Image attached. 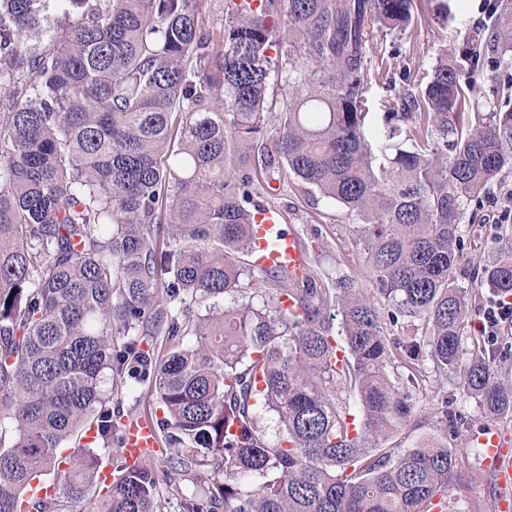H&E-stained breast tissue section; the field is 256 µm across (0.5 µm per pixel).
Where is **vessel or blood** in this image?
<instances>
[{"instance_id": "obj_1", "label": "vessel or blood", "mask_w": 512, "mask_h": 512, "mask_svg": "<svg viewBox=\"0 0 512 512\" xmlns=\"http://www.w3.org/2000/svg\"><path fill=\"white\" fill-rule=\"evenodd\" d=\"M282 219L283 213L277 207H257L254 215L255 252L252 257L255 266L269 267L282 263L294 268L304 266L306 258L294 236L282 237L273 247L268 244L269 235L281 224ZM480 443L487 450L486 462L500 490L498 508L500 512H512V439L503 435L500 429L491 427L481 435ZM160 445L156 425L135 420L129 425L122 448L128 462L137 463Z\"/></svg>"}]
</instances>
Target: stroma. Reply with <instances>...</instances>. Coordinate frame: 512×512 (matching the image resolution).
<instances>
[{
  "label": "stroma",
  "instance_id": "obj_1",
  "mask_svg": "<svg viewBox=\"0 0 512 512\" xmlns=\"http://www.w3.org/2000/svg\"><path fill=\"white\" fill-rule=\"evenodd\" d=\"M414 21L404 32L374 27L368 33L366 56L371 79L367 95L372 103V126H383L387 100L418 91L428 79L442 50H455L464 33L482 27L487 16L484 0H414ZM271 192L258 195V202L276 205L284 214L283 229L297 238L308 259V271L331 279L339 273L360 274L363 254L352 233L353 221L337 202L320 195L292 178L273 180ZM497 206H484L480 220H465V248L455 277L472 296L470 316L479 319L490 297L478 273L484 263L512 249V223L498 225L501 206L512 205V173L494 186ZM464 411L468 426L452 445L457 450V473L452 494L468 512H497L498 488L493 474L474 448L490 424L512 433V418L490 421L475 401Z\"/></svg>",
  "mask_w": 512,
  "mask_h": 512
}]
</instances>
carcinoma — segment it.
Instances as JSON below:
<instances>
[{"instance_id":"1","label":"carcinoma","mask_w":512,"mask_h":512,"mask_svg":"<svg viewBox=\"0 0 512 512\" xmlns=\"http://www.w3.org/2000/svg\"><path fill=\"white\" fill-rule=\"evenodd\" d=\"M204 2L0 0V512H159L150 462L119 455L99 481L126 430L109 379L156 396L166 476L193 486L183 512H461L457 398L431 408L437 434L387 441L418 414L428 361L461 372L488 417L512 414L454 276L466 214L512 173L497 82L512 0H488V23L401 98L390 116L405 127L379 147L368 29L404 30L413 0H224L218 22ZM477 72L488 98L468 112ZM283 171L354 217L362 278L252 264L258 175ZM256 271L279 285L272 298L224 304ZM481 282L512 297V252ZM398 325L413 329L402 343L385 333Z\"/></svg>"}]
</instances>
